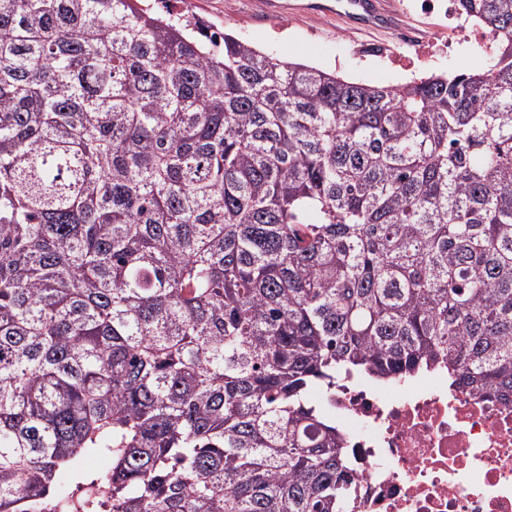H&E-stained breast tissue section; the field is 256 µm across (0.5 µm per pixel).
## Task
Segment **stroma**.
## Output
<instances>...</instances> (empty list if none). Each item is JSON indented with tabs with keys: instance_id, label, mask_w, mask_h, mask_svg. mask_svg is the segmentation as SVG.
Returning a JSON list of instances; mask_svg holds the SVG:
<instances>
[{
	"instance_id": "1",
	"label": "stroma",
	"mask_w": 512,
	"mask_h": 512,
	"mask_svg": "<svg viewBox=\"0 0 512 512\" xmlns=\"http://www.w3.org/2000/svg\"><path fill=\"white\" fill-rule=\"evenodd\" d=\"M398 2L405 9L400 27L424 32L436 45L435 51L421 61L428 71L474 72L485 67L486 56L474 42L439 52V45L448 38L450 20L412 9V0ZM176 8L197 14L213 28L234 32L257 48L358 82L396 85L404 80L401 69L389 61L362 58L351 50L356 41L396 44L399 27L357 30L339 16L322 12L293 11L272 16L266 13L263 0H178Z\"/></svg>"
}]
</instances>
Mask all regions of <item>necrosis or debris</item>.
Returning <instances> with one entry per match:
<instances>
[{
	"label": "necrosis or debris",
	"mask_w": 512,
	"mask_h": 512,
	"mask_svg": "<svg viewBox=\"0 0 512 512\" xmlns=\"http://www.w3.org/2000/svg\"><path fill=\"white\" fill-rule=\"evenodd\" d=\"M324 406L362 477L357 512H512V402L437 370L390 386L340 378Z\"/></svg>",
	"instance_id": "obj_1"
}]
</instances>
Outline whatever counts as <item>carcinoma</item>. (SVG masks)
Returning a JSON list of instances; mask_svg holds the SVG:
<instances>
[{"label": "carcinoma", "mask_w": 512, "mask_h": 512, "mask_svg": "<svg viewBox=\"0 0 512 512\" xmlns=\"http://www.w3.org/2000/svg\"><path fill=\"white\" fill-rule=\"evenodd\" d=\"M457 6L483 70L370 85L0 0V512H351L336 378L512 399V0Z\"/></svg>", "instance_id": "1"}]
</instances>
